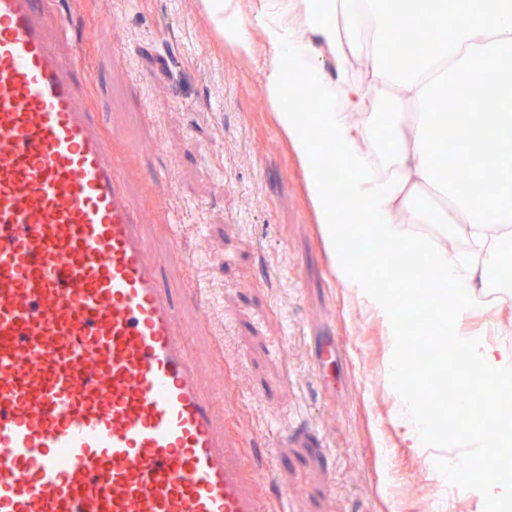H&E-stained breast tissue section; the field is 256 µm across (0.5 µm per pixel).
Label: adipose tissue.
I'll return each mask as SVG.
<instances>
[{"instance_id": "ef3b65f1", "label": "adipose tissue", "mask_w": 512, "mask_h": 512, "mask_svg": "<svg viewBox=\"0 0 512 512\" xmlns=\"http://www.w3.org/2000/svg\"><path fill=\"white\" fill-rule=\"evenodd\" d=\"M465 20L448 0H208L210 21L242 57L254 38L266 48L261 70L281 136L305 174L306 187L333 267L346 288L387 320L389 367L402 363L391 295L375 288L365 268L348 263L355 231L369 251L389 248L396 271L404 251L417 252L454 287L447 318L459 333L452 352L465 372L512 387V352L496 347L466 323L505 249L512 246V142L500 147L493 171L471 167L473 146L489 130L512 133V0H464ZM415 26L436 40L420 65L407 67L398 35ZM477 85L485 110L448 113L452 91ZM324 114L309 121L306 101ZM386 136H377V123ZM455 142L465 181L448 178L434 163L438 140ZM347 172L339 190H327L325 159ZM499 191L482 192L488 178ZM456 229L463 249H449Z\"/></svg>"}]
</instances>
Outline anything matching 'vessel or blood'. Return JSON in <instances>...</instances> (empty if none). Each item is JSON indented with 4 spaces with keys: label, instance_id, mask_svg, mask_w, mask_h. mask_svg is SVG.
Instances as JSON below:
<instances>
[{
    "label": "vessel or blood",
    "instance_id": "b4317fda",
    "mask_svg": "<svg viewBox=\"0 0 512 512\" xmlns=\"http://www.w3.org/2000/svg\"><path fill=\"white\" fill-rule=\"evenodd\" d=\"M70 28L0 0V512H266L275 470L243 465L163 282L194 260L177 220L147 236Z\"/></svg>",
    "mask_w": 512,
    "mask_h": 512
}]
</instances>
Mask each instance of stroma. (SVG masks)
I'll return each mask as SVG.
<instances>
[{
    "label": "stroma",
    "mask_w": 512,
    "mask_h": 512,
    "mask_svg": "<svg viewBox=\"0 0 512 512\" xmlns=\"http://www.w3.org/2000/svg\"><path fill=\"white\" fill-rule=\"evenodd\" d=\"M109 34L77 42L92 104L134 143L130 183L158 195L143 216L158 245L167 218L194 266L165 271L215 408L238 435L249 468L273 466L286 500L272 512H486L480 495L442 482L437 459L400 426L387 361L386 321L333 269L304 177L262 90L264 44L239 57L209 23L203 0H58ZM211 279L218 302L199 319L187 285ZM471 331L512 351V292L480 296ZM336 357L321 358L327 341ZM303 434L267 449L281 416Z\"/></svg>",
    "instance_id": "35a3bbf8"
}]
</instances>
